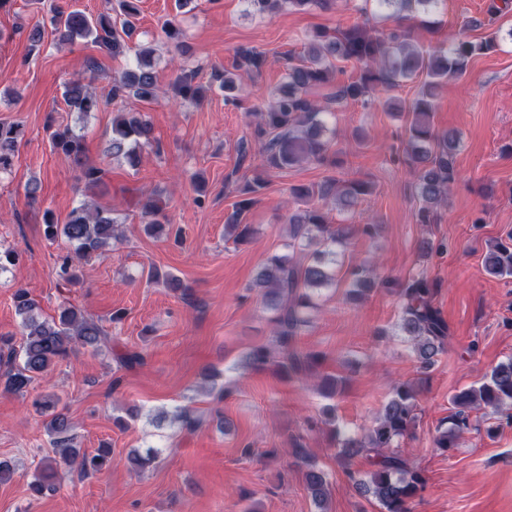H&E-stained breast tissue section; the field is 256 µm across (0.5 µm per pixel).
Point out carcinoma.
I'll return each mask as SVG.
<instances>
[{
  "label": "carcinoma",
  "mask_w": 512,
  "mask_h": 512,
  "mask_svg": "<svg viewBox=\"0 0 512 512\" xmlns=\"http://www.w3.org/2000/svg\"><path fill=\"white\" fill-rule=\"evenodd\" d=\"M244 2L246 12L264 13L284 7L301 10L321 5L325 0ZM364 2L372 5L375 13L394 22L395 27L387 33H372L358 24L334 34L316 31L304 43L302 52L288 57L286 82L270 91L269 107L259 113L253 140L241 141L239 152L245 158L252 146H257L261 165L267 170H282L302 163L335 168L339 164L337 152L332 150L336 128L329 127L328 116L335 115V108L348 101L360 102L366 107L379 104L389 112L406 117L405 152L416 171L417 221L433 224L437 220L438 207L447 201L450 187L456 180L454 157L460 143L456 133H440L435 129L436 91L449 79L463 76L474 56L496 50L498 35L494 33L472 41L451 34L448 46L425 49L412 41L410 30L404 23L418 14L428 16L439 12L444 0ZM138 3L139 0H120L123 20L119 27L112 23V16L108 14L92 16L79 9L59 12L52 19L57 44L89 39L114 58L123 55L127 48L126 38L135 30ZM337 61L360 64L359 77L338 85L322 103L309 99L311 88L331 82ZM262 64L259 53L240 47L232 61L224 69L214 71L211 81L206 84L196 81L194 72L180 74L172 86L173 93L182 100L196 103L212 91L217 81L219 88L224 90L225 99L230 100L236 89V72L243 68L258 70ZM420 76L423 80L412 101L407 103L391 95L403 82ZM128 93L145 101L158 95L154 61L146 49L136 56L134 68L113 77L112 100ZM64 99L81 117L98 111L103 105L102 100L80 82L65 86ZM22 135L20 126L0 123V172L11 167L16 144ZM49 139L52 149L71 163L86 187H105L106 170L88 161L82 134L69 126H59L50 131ZM155 142L153 128L141 114L120 109L114 112L112 157H122L133 166L139 161L142 149ZM265 186L266 181L261 177L245 182L240 190L241 199L234 203L232 212L225 219V234L240 241L251 233L250 225L245 223L246 213ZM370 192L368 182L345 181L335 175H328L316 184L288 188L289 196L304 205V209L288 218L291 239L288 246L297 241L301 246L313 247V251L305 265L295 263L288 254L268 257L247 288L260 298L272 324L271 345L258 346L248 352L245 355L248 366L255 370L272 366L287 380L307 381L315 377L320 355L299 349L297 337L310 323V312L318 307L321 290L336 286V269L345 268L343 278L348 284L347 294L352 299L391 285L390 280L378 276L372 264L360 261L345 266L340 259L342 248L353 235L373 239L378 234L379 225L331 224L325 213V207L330 204L350 211ZM138 204L147 219V232L170 230V219L159 200L147 197ZM43 226L48 240L63 238L71 246V250L61 257L58 269V277L66 285L80 282L78 268L84 259L104 256L111 250L112 242L118 239L117 222L111 211L94 209L86 202L73 208L64 224L57 223L51 211H45ZM483 267L493 278H512V235L489 247L483 257ZM150 278L163 282L174 291H181L183 298L191 292L180 279L157 268L151 269ZM436 291L437 284L422 274L398 283L397 288L402 306L399 321L394 325V335L404 337L412 345L423 373L429 372L438 356L448 348V326L433 305ZM13 303L16 314L21 317L22 342L16 347L13 337H0V361L6 360V370L0 374L4 391L20 396L29 394L34 382L68 359L77 345L94 352L101 349L102 328L73 304L61 302L56 316L48 319L41 316L38 302L26 289L14 291ZM345 383L342 377L320 376L315 388L322 396L334 398ZM450 403L452 410L448 419L440 423L435 438V447L444 453L457 447L460 434L471 426V410L484 407L498 413L512 409V358L500 362L480 381L454 394ZM32 405L44 416L45 430L54 448V455L41 459L29 484L32 496L56 492L71 474L84 477L112 467L111 449L101 447L88 453L78 447L73 422L58 409L56 401L38 396ZM416 410L414 385L401 382L393 387L371 426L360 435L343 436L336 428L335 419L323 420V424L331 426L332 435L340 437V457L345 460L359 456L371 459V470L360 474L348 469L346 475L359 494L374 498L379 512H411L413 500L426 483L423 472L408 465L401 448V443L409 439L415 429ZM173 420L187 431H195L205 424V420L189 406L175 408ZM290 455L303 465L306 488L321 512H326L327 474L318 467L302 442L293 443Z\"/></svg>",
  "instance_id": "cac0c4a2"
}]
</instances>
